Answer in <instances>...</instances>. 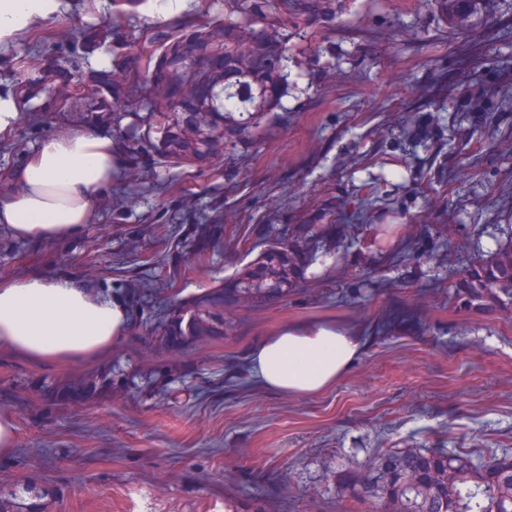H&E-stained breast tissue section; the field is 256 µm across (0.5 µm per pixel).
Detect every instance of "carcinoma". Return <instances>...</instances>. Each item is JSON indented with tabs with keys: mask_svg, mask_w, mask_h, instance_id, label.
<instances>
[{
	"mask_svg": "<svg viewBox=\"0 0 512 512\" xmlns=\"http://www.w3.org/2000/svg\"><path fill=\"white\" fill-rule=\"evenodd\" d=\"M349 0L325 11L321 0H224V16L189 21L169 29H143L137 46L143 63L121 75L124 87H85L112 93V127L127 151L147 149L166 168L209 164L231 152L243 155L281 125L288 112V63L302 67L321 52V40L336 30V16ZM259 52L248 68L238 49ZM198 62L194 93L186 98L173 82L177 64ZM208 121L186 138L185 125L198 112ZM364 472L338 476V501L358 512H384L389 502L400 512H509L512 457L487 461L469 452L431 448H387Z\"/></svg>",
	"mask_w": 512,
	"mask_h": 512,
	"instance_id": "obj_1",
	"label": "carcinoma"
}]
</instances>
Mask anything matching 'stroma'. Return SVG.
Here are the masks:
<instances>
[{
	"label": "stroma",
	"instance_id": "stroma-1",
	"mask_svg": "<svg viewBox=\"0 0 512 512\" xmlns=\"http://www.w3.org/2000/svg\"><path fill=\"white\" fill-rule=\"evenodd\" d=\"M67 39L0 58V89L60 91L32 55L73 76L79 30L154 20L119 0H64ZM457 39L428 0H355L302 73L288 120L247 162L165 170L143 152L70 239L0 227V277H76L136 312L111 356L33 365L0 348V459L13 512H336V479L379 448L512 453V297L468 306L455 289L498 281L479 258L448 276L468 225H512V39L484 52L512 0H454ZM411 33L392 40L394 16ZM335 64H328V56ZM474 173L460 183L458 171ZM364 211L366 221L351 215ZM360 329L364 350L317 395L263 390L250 351L283 327ZM16 439L15 418L9 412L0 414V457L8 456L12 453Z\"/></svg>",
	"mask_w": 512,
	"mask_h": 512
}]
</instances>
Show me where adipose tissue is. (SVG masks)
Returning <instances> with one entry per match:
<instances>
[{
  "label": "adipose tissue",
  "instance_id": "obj_1",
  "mask_svg": "<svg viewBox=\"0 0 512 512\" xmlns=\"http://www.w3.org/2000/svg\"><path fill=\"white\" fill-rule=\"evenodd\" d=\"M62 0H0V53L55 23ZM111 136L72 124L26 154L0 194V224L21 240H68L105 203L123 172ZM133 318L121 297L98 300L87 283L35 272L0 278V346L32 364L76 366L110 354ZM363 350L359 333L322 324L286 327L251 352L260 386L280 394L316 395L331 388Z\"/></svg>",
  "mask_w": 512,
  "mask_h": 512
}]
</instances>
